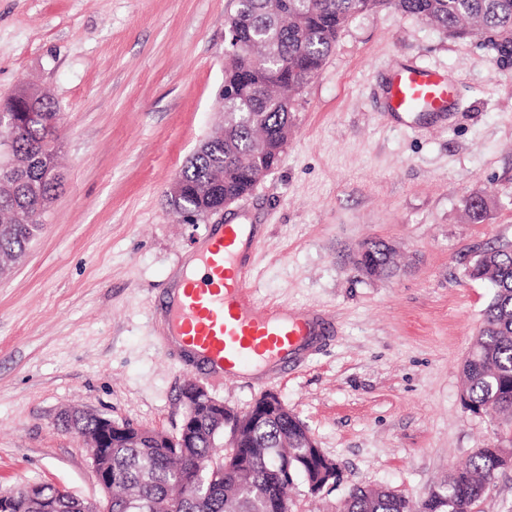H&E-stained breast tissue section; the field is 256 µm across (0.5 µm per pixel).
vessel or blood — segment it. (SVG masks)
<instances>
[{
  "instance_id": "vessel-or-blood-1",
  "label": "vessel or blood",
  "mask_w": 512,
  "mask_h": 512,
  "mask_svg": "<svg viewBox=\"0 0 512 512\" xmlns=\"http://www.w3.org/2000/svg\"><path fill=\"white\" fill-rule=\"evenodd\" d=\"M395 114L428 113L446 118L452 84L444 70L428 66L391 68L385 88ZM258 241L239 224H213L193 256L203 271L180 267L161 313L169 348L224 379L253 367L276 376L291 357L310 351L327 331L319 313H290L257 301L249 285Z\"/></svg>"
}]
</instances>
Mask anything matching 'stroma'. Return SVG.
Instances as JSON below:
<instances>
[{
  "label": "stroma",
  "mask_w": 512,
  "mask_h": 512,
  "mask_svg": "<svg viewBox=\"0 0 512 512\" xmlns=\"http://www.w3.org/2000/svg\"><path fill=\"white\" fill-rule=\"evenodd\" d=\"M231 0H0V97L29 85L60 112L64 185L25 256L0 276V491L53 483L94 501L87 443L57 413L78 406L175 434L186 382L248 410L277 394L340 480L293 512H337L353 485L413 504L512 421L462 402V363L493 289L467 268L512 243V65L393 9L339 34L292 101L279 165L223 212L185 223L170 184L224 120ZM395 64L447 70L452 115L390 114ZM489 207L470 223L465 200ZM248 224L260 302L333 325L320 351L267 382H221L161 345L158 310L209 225ZM396 252L370 277L361 244Z\"/></svg>",
  "instance_id": "stroma-1"
}]
</instances>
